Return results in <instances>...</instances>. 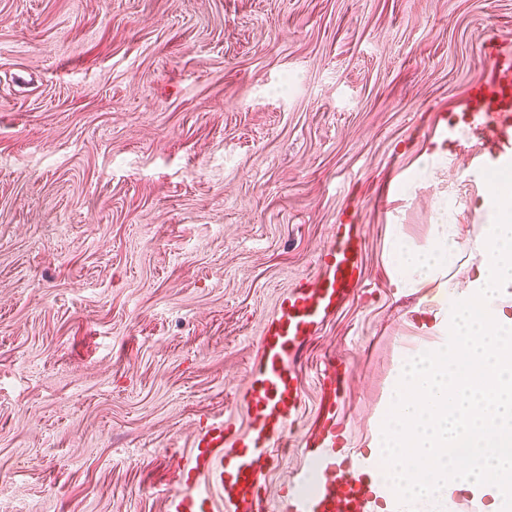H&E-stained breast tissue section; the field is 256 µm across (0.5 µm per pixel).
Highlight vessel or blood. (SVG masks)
Here are the masks:
<instances>
[{"label":"vessel or blood","mask_w":512,"mask_h":512,"mask_svg":"<svg viewBox=\"0 0 512 512\" xmlns=\"http://www.w3.org/2000/svg\"><path fill=\"white\" fill-rule=\"evenodd\" d=\"M492 74L473 83L459 113L439 131L448 142L480 129L488 145L467 166L471 180H482L492 168L512 164V54L489 45ZM363 236L360 225L345 219L334 226L319 256L321 273L291 288L261 326L257 358L247 388V428L230 435L220 422L201 424L192 449L178 466L176 488L167 512H209L212 497L201 485L212 480L224 512H376V492L362 479L371 465L367 455L340 454L336 427L337 369L324 375L317 432L305 446V464L284 487L277 504L261 492L266 488L270 451L288 445V426L302 401L294 361L319 325L361 286Z\"/></svg>","instance_id":"vessel-or-blood-1"}]
</instances>
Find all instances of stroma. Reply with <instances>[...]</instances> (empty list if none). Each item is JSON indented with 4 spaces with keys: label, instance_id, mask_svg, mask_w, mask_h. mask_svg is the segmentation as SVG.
I'll return each mask as SVG.
<instances>
[{
    "label": "stroma",
    "instance_id": "stroma-1",
    "mask_svg": "<svg viewBox=\"0 0 512 512\" xmlns=\"http://www.w3.org/2000/svg\"><path fill=\"white\" fill-rule=\"evenodd\" d=\"M490 42L512 51V0H0V512H166L172 455L205 418L245 430L260 326L352 214L361 286L296 360L268 498L328 364L366 447L422 344L393 232L447 215L448 275L477 276L478 137L437 131Z\"/></svg>",
    "mask_w": 512,
    "mask_h": 512
}]
</instances>
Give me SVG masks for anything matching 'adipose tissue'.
Masks as SVG:
<instances>
[{"mask_svg": "<svg viewBox=\"0 0 512 512\" xmlns=\"http://www.w3.org/2000/svg\"><path fill=\"white\" fill-rule=\"evenodd\" d=\"M484 205L468 286L448 276L463 242L447 224L426 245L391 243L392 282L436 309L435 338L400 361L369 443L370 479L400 512H446L461 489L512 512V184H492Z\"/></svg>", "mask_w": 512, "mask_h": 512, "instance_id": "1", "label": "adipose tissue"}]
</instances>
